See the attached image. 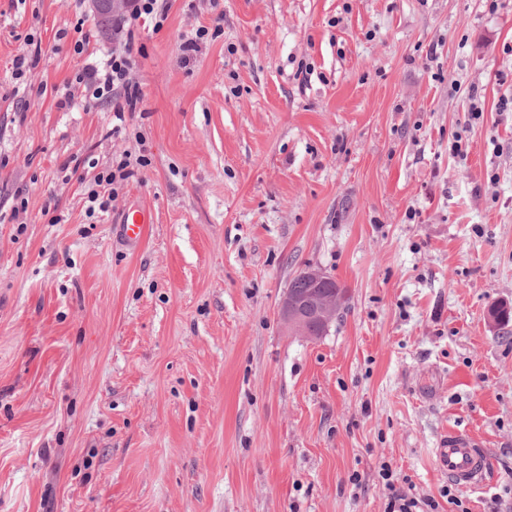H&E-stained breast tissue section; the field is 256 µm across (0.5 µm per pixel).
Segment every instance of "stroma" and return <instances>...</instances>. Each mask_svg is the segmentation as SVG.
I'll return each instance as SVG.
<instances>
[{
	"label": "stroma",
	"mask_w": 512,
	"mask_h": 512,
	"mask_svg": "<svg viewBox=\"0 0 512 512\" xmlns=\"http://www.w3.org/2000/svg\"><path fill=\"white\" fill-rule=\"evenodd\" d=\"M136 42L116 134L58 104L113 49L89 0H0V512H387L384 463L437 512H512V0H170ZM126 153L88 215L67 163ZM310 267L344 291L315 340L279 323ZM451 429L491 459L454 504ZM28 45L31 46V49H29L26 54L18 56L13 62L16 75H24L27 71L31 73L37 68L40 62L42 54L41 43H35L34 40L30 39ZM144 156H138L135 162L131 155H123L119 160L113 162L112 167L99 173L94 180V185L88 188L87 201L88 211L92 216L97 212L107 213L112 205L113 199L118 196L127 182L135 176V168L145 164ZM150 213L143 209H133L127 212L124 223L120 224L122 238L129 246H136L143 241L151 228Z\"/></svg>",
	"instance_id": "stroma-1"
}]
</instances>
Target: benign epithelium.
Wrapping results in <instances>:
<instances>
[{"instance_id": "7a95c632", "label": "benign epithelium", "mask_w": 512, "mask_h": 512, "mask_svg": "<svg viewBox=\"0 0 512 512\" xmlns=\"http://www.w3.org/2000/svg\"><path fill=\"white\" fill-rule=\"evenodd\" d=\"M126 2L127 0H91V7L97 16H110L123 8ZM306 278L313 289L303 296L285 289L280 300V318L292 334L315 339L325 333L336 318L340 297L334 291L316 290V287L329 281V276L324 272L308 269Z\"/></svg>"}]
</instances>
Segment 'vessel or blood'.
<instances>
[{
  "mask_svg": "<svg viewBox=\"0 0 512 512\" xmlns=\"http://www.w3.org/2000/svg\"><path fill=\"white\" fill-rule=\"evenodd\" d=\"M151 228L150 214L143 209L127 212L121 226L127 245L143 241ZM437 464L449 480L460 487H475L482 483L490 466V459L474 438L466 432L452 430L436 450Z\"/></svg>",
  "mask_w": 512,
  "mask_h": 512,
  "instance_id": "obj_1",
  "label": "vessel or blood"
}]
</instances>
